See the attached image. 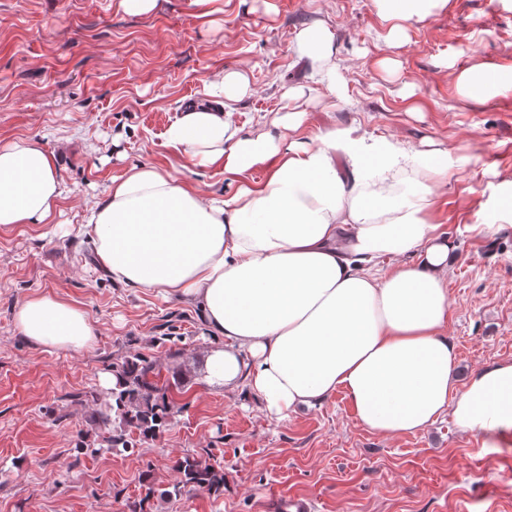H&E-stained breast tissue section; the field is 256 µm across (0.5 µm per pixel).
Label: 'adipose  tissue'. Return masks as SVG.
<instances>
[{"mask_svg":"<svg viewBox=\"0 0 512 512\" xmlns=\"http://www.w3.org/2000/svg\"><path fill=\"white\" fill-rule=\"evenodd\" d=\"M447 0H374L395 46L407 25ZM296 60L322 72L335 53L321 21L300 29ZM457 93L484 102L512 90V69L463 70ZM249 92L239 71L209 76L198 102L167 130L185 164L240 175L234 191L205 195L156 165L112 179L89 206L81 235L113 283L197 306L219 344L206 360L210 383L256 398L268 418L288 419L344 392L358 424L375 434L423 431L451 415L465 431L512 427V359L456 385L448 338V262L455 244L432 220L436 194L459 164L450 149L414 150L393 137L331 128L309 144L287 131L242 133L232 105ZM265 168L262 180L243 175ZM60 156L42 143L0 145V226L46 224L66 198ZM485 230L512 223V180L477 213ZM387 258L385 273L370 260ZM31 344L93 345L87 311L49 293L15 313Z\"/></svg>","mask_w":512,"mask_h":512,"instance_id":"adipose-tissue-1","label":"adipose tissue"}]
</instances>
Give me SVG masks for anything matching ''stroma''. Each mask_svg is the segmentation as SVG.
Segmentation results:
<instances>
[{"instance_id":"35a3bbf8","label":"stroma","mask_w":512,"mask_h":512,"mask_svg":"<svg viewBox=\"0 0 512 512\" xmlns=\"http://www.w3.org/2000/svg\"><path fill=\"white\" fill-rule=\"evenodd\" d=\"M317 21L336 36V96L291 51ZM383 31L372 0H224L214 26L185 0L148 15L114 0H0V144L24 137L58 150L68 190L52 223L0 227V512H131L137 502L145 512H282L291 497L314 512H512V428L490 445L445 414L385 437L359 426L340 394L268 419L256 400L206 383L216 341L197 309L112 283L76 234L112 177L176 161L165 132L208 76H247L251 93L232 115L245 132L286 115L285 86L303 85L306 142L356 124L417 149L456 150L433 221L457 245L448 266L457 379L512 359V226L492 236L474 228L491 186L512 177V93L476 102L455 91L465 68H512V0H448L393 48ZM40 292L79 303L95 343H29L14 313ZM130 354L180 381V410L154 439L105 450L101 377ZM187 455L221 466L223 495L188 488L145 499L146 485L174 483Z\"/></svg>"}]
</instances>
